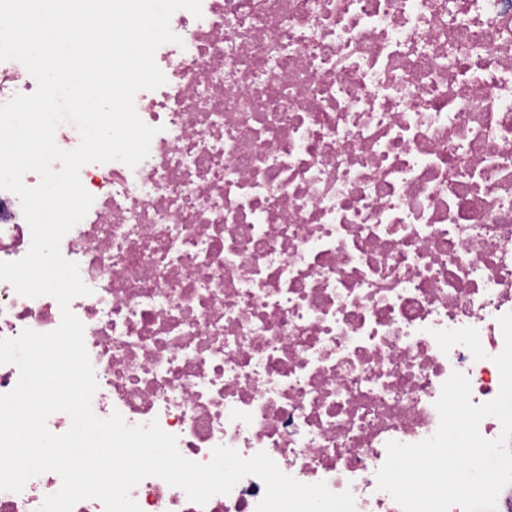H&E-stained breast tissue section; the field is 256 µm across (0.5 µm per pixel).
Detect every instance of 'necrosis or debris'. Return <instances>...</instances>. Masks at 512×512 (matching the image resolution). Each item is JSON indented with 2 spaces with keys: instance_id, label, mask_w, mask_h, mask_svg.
<instances>
[{
  "instance_id": "1",
  "label": "necrosis or debris",
  "mask_w": 512,
  "mask_h": 512,
  "mask_svg": "<svg viewBox=\"0 0 512 512\" xmlns=\"http://www.w3.org/2000/svg\"><path fill=\"white\" fill-rule=\"evenodd\" d=\"M157 130L136 167L80 171L94 201L62 239L97 417L158 421L186 459L266 452L282 472L402 512L377 487L389 441L439 424L453 372L494 399L512 312V0H202L176 11ZM0 190V261L28 252ZM57 301L0 282V338L49 332ZM476 328L486 359L442 352ZM46 472L0 512H38ZM249 475L200 505L157 477L141 512H256Z\"/></svg>"
}]
</instances>
